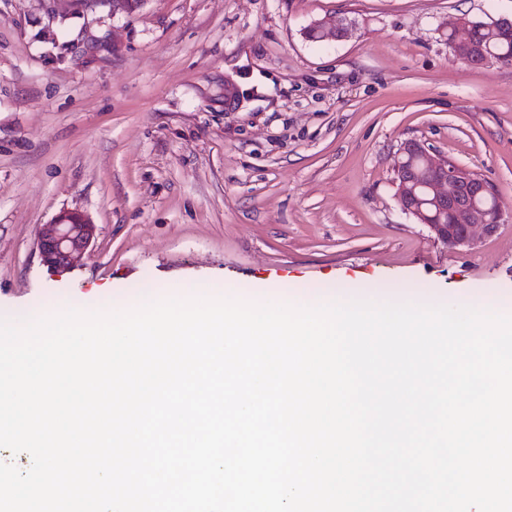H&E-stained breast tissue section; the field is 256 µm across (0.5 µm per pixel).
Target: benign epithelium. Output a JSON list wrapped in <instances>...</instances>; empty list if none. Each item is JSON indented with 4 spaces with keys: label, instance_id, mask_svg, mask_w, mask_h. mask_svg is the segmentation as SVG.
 I'll return each instance as SVG.
<instances>
[{
    "label": "benign epithelium",
    "instance_id": "benign-epithelium-1",
    "mask_svg": "<svg viewBox=\"0 0 512 512\" xmlns=\"http://www.w3.org/2000/svg\"><path fill=\"white\" fill-rule=\"evenodd\" d=\"M311 27L320 37H344L349 23L334 17L317 20ZM427 174L420 182L415 171ZM395 196L401 210L426 225L437 240L451 248L471 243L475 230L490 237L504 222L501 206H490L498 199V189L478 171L455 162L450 157L434 160L425 145L416 139L401 144L395 164ZM451 215L456 224H433L427 211ZM96 224L84 212L71 209L59 212L37 240L43 265L65 269L86 253L96 237Z\"/></svg>",
    "mask_w": 512,
    "mask_h": 512
}]
</instances>
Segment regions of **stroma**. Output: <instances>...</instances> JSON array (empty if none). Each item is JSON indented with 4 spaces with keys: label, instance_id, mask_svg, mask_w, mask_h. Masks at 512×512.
<instances>
[{
    "label": "stroma",
    "instance_id": "obj_1",
    "mask_svg": "<svg viewBox=\"0 0 512 512\" xmlns=\"http://www.w3.org/2000/svg\"><path fill=\"white\" fill-rule=\"evenodd\" d=\"M334 15L348 38H305ZM463 15L512 0H0V318L232 290L512 316V66L452 54L439 28ZM408 139L497 187L495 235L452 249L400 210ZM74 208L94 246L49 269L38 234Z\"/></svg>",
    "mask_w": 512,
    "mask_h": 512
}]
</instances>
